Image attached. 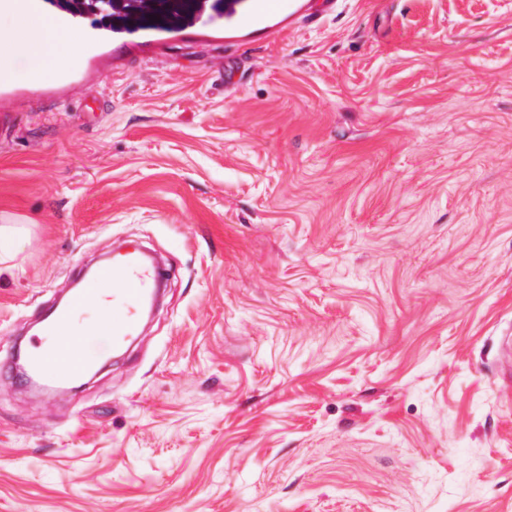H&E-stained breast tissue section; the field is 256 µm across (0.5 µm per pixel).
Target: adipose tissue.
Returning a JSON list of instances; mask_svg holds the SVG:
<instances>
[{
	"label": "adipose tissue",
	"instance_id": "obj_1",
	"mask_svg": "<svg viewBox=\"0 0 512 512\" xmlns=\"http://www.w3.org/2000/svg\"><path fill=\"white\" fill-rule=\"evenodd\" d=\"M0 32L17 49L10 67H24L30 74L54 72L78 45L75 34H58L43 23L17 14L8 16Z\"/></svg>",
	"mask_w": 512,
	"mask_h": 512
}]
</instances>
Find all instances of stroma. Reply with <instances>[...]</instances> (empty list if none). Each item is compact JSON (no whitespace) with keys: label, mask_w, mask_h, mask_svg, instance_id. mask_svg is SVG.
<instances>
[{"label":"stroma","mask_w":512,"mask_h":512,"mask_svg":"<svg viewBox=\"0 0 512 512\" xmlns=\"http://www.w3.org/2000/svg\"><path fill=\"white\" fill-rule=\"evenodd\" d=\"M0 87V365L70 265L169 279L106 368L0 373V512H512V0H317Z\"/></svg>","instance_id":"stroma-1"}]
</instances>
